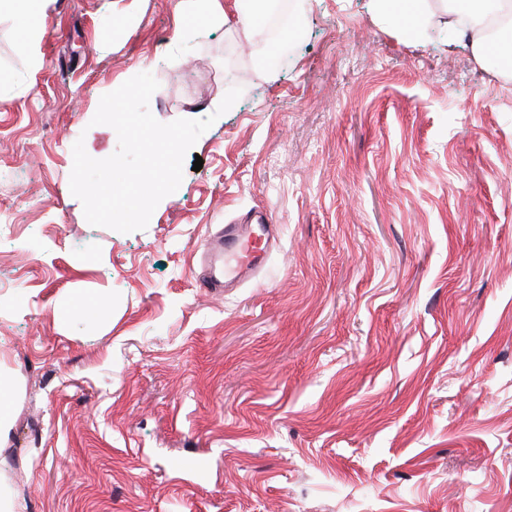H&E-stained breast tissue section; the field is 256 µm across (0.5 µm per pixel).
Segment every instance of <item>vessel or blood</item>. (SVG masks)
I'll return each instance as SVG.
<instances>
[{"instance_id": "1", "label": "vessel or blood", "mask_w": 512, "mask_h": 512, "mask_svg": "<svg viewBox=\"0 0 512 512\" xmlns=\"http://www.w3.org/2000/svg\"><path fill=\"white\" fill-rule=\"evenodd\" d=\"M277 243V226L267 212H257L246 224H227L214 235L207 253L215 264L211 272L197 275L199 288H227L251 277Z\"/></svg>"}]
</instances>
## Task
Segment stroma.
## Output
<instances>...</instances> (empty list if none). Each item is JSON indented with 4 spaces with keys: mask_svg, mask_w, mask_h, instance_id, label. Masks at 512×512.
<instances>
[{
    "mask_svg": "<svg viewBox=\"0 0 512 512\" xmlns=\"http://www.w3.org/2000/svg\"><path fill=\"white\" fill-rule=\"evenodd\" d=\"M176 3L52 0L37 70L0 15V482L21 512H512V74L373 0H299L271 71L264 23ZM231 59L147 228L90 225L101 97L149 72L158 121L202 118ZM259 208V273L197 288Z\"/></svg>",
    "mask_w": 512,
    "mask_h": 512,
    "instance_id": "obj_1",
    "label": "stroma"
}]
</instances>
